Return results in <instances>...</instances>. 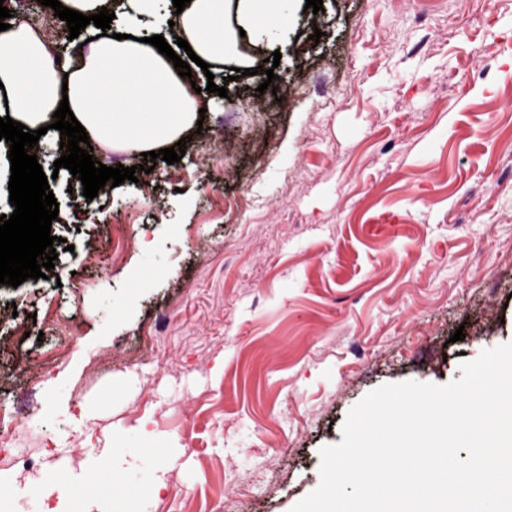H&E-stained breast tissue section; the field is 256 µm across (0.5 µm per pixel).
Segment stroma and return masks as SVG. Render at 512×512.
Segmentation results:
<instances>
[{"mask_svg": "<svg viewBox=\"0 0 512 512\" xmlns=\"http://www.w3.org/2000/svg\"><path fill=\"white\" fill-rule=\"evenodd\" d=\"M304 6L247 49L287 101L210 65L180 162L94 146L138 172L89 201L40 137L58 257L0 284V410L32 394L39 466L0 470V512H46L64 459L104 512H290L368 392L512 343V0Z\"/></svg>", "mask_w": 512, "mask_h": 512, "instance_id": "35a3bbf8", "label": "stroma"}]
</instances>
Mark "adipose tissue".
Returning <instances> with one entry per match:
<instances>
[{"instance_id":"ef3b65f1","label":"adipose tissue","mask_w":512,"mask_h":512,"mask_svg":"<svg viewBox=\"0 0 512 512\" xmlns=\"http://www.w3.org/2000/svg\"><path fill=\"white\" fill-rule=\"evenodd\" d=\"M124 8L134 22L147 17L161 28L174 24L203 61L238 68L249 65L237 49L240 35L260 40L286 33L289 23L284 0H191L172 19L157 12L155 0H126ZM1 98L10 118L31 130L51 122L60 101L68 100L89 138L136 153L179 141L204 106L189 78L180 77L151 44L97 31L87 54L66 72L28 23L0 31ZM44 480L57 495L50 512H62L68 503L74 512H96L92 495L74 498L62 465L51 466Z\"/></svg>"}]
</instances>
